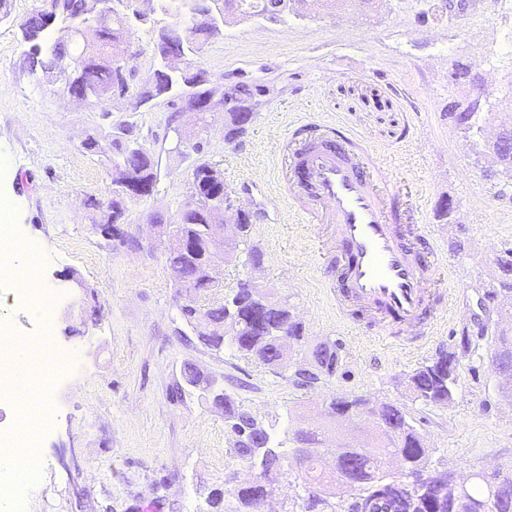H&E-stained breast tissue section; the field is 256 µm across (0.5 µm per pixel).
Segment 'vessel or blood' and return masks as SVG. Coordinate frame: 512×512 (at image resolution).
<instances>
[{
    "label": "vessel or blood",
    "instance_id": "vessel-or-blood-1",
    "mask_svg": "<svg viewBox=\"0 0 512 512\" xmlns=\"http://www.w3.org/2000/svg\"><path fill=\"white\" fill-rule=\"evenodd\" d=\"M284 173L288 196L309 220L331 225L337 247L336 304L366 316L382 339L424 343L432 263L404 236L391 166L370 143L341 128L316 126L312 142L290 138Z\"/></svg>",
    "mask_w": 512,
    "mask_h": 512
}]
</instances>
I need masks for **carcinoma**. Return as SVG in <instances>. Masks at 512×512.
<instances>
[{
    "label": "carcinoma",
    "instance_id": "obj_1",
    "mask_svg": "<svg viewBox=\"0 0 512 512\" xmlns=\"http://www.w3.org/2000/svg\"><path fill=\"white\" fill-rule=\"evenodd\" d=\"M107 7L97 18V38L86 41L81 35V23L90 17L92 0H52L34 8L20 24L21 40L25 46L22 67L32 73H41L49 86L63 96L81 95L94 101L116 96V72L114 63L124 55L131 43L130 18H143L131 9L134 0H105ZM157 9L173 19L160 28L162 40L154 41L156 68L150 80L136 94L137 101H150L172 96L185 103L187 108L203 99H213L216 90L209 87L210 79L203 69L173 72L169 61L185 56H197L201 47L224 32L228 24L226 16L237 15L241 19L263 18L279 21L282 14H274L265 7L274 0H224L223 6L209 20L199 21L193 28L186 27L187 18L195 16L198 4L206 0H155ZM130 129L119 127L111 144L117 153L107 150L93 137L86 140L85 149L96 155L106 156L108 163L123 162L141 179L153 183L158 180L159 161L154 152L136 139L129 138ZM192 189L206 198L221 201L224 198V180L212 166L202 163L194 169ZM128 201L124 189L115 183L107 210L93 220L101 234L110 236L116 217L127 213ZM214 210L206 207L182 208L177 216L181 232L193 247V253L174 250L168 254L171 271L192 273V260H199L211 250L206 226L212 223ZM502 261L494 267L486 296L493 302L501 296L512 298V248L501 250ZM182 318L195 335L205 339L206 345L215 352L231 348L258 363L274 368L281 357L282 345L277 336L288 329V351L304 352V328L293 320L286 301H275L263 296L258 290L244 285L224 304L208 309L204 315L214 329L208 333L197 330L198 309L186 299L180 305ZM497 344L496 365L512 367V305L499 309V320L494 331ZM315 374L305 388L319 380V376L336 374L339 357L336 341L331 339L317 343L309 350ZM451 353L442 352L432 362L422 365L409 378V386L415 398L426 404L446 405L454 400L456 385L450 378L448 359ZM215 406L224 411V423L230 427L234 438L230 442L233 457L250 468H259L250 480L237 485L234 495L240 504V512H253L260 503L262 482L270 481V474L288 465V453L281 450L282 443L274 440L267 428L231 395L224 393L213 398ZM357 401L347 397H333L327 405V421L319 426L302 429L294 441V459L309 470L316 469L327 454L322 447L326 433L345 423ZM382 425L373 436L370 450L346 448L336 455L329 477L348 478L346 485L354 492L375 496L377 506L372 512H387V503L404 496L409 499L410 512H512V471H495L483 474L469 485L454 491L448 484L429 478L411 489H397V478L381 468L386 459L397 460L408 473L419 474L426 469L423 439L408 419L404 408L392 403L377 405ZM400 429L399 435L389 434L388 428Z\"/></svg>",
    "mask_w": 512,
    "mask_h": 512
}]
</instances>
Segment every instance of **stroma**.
Segmentation results:
<instances>
[{
	"mask_svg": "<svg viewBox=\"0 0 512 512\" xmlns=\"http://www.w3.org/2000/svg\"><path fill=\"white\" fill-rule=\"evenodd\" d=\"M40 3L9 0L0 21V151L15 170L18 225L42 249L43 280L63 296L49 310L51 332L58 348L80 347L81 357L71 377H36L29 401L4 412L33 418L46 402L54 411L43 447L48 465L19 512H139L144 501L156 512H207L217 488L226 492L224 512H234L228 491L249 472L231 456V432L210 394L185 385L189 363L279 440L323 422L331 397L360 396L407 410L429 471L459 480L512 469V401L502 397L492 364L499 316L496 306H477L492 276L491 252L512 248V188L500 191L481 176L485 157L448 120L449 103L472 94L448 78L457 62L478 67L496 91L480 124L495 127L512 113V0L454 4L440 20H423L426 0H377L369 12L350 0L335 13L227 24L197 60L221 91L251 86L253 120L231 141L224 116H216L179 153L171 149V124L193 126L179 99L135 112L123 98L79 106L22 69L19 25ZM167 21L152 12L136 24L127 60L132 90L152 75L153 40ZM120 123L161 159L154 193L128 205L125 229L144 242L135 249L95 234L87 205H108L112 184L105 158L83 143L108 140ZM305 123H339L364 137L392 165L404 212L425 224L439 257L429 286L443 307L422 347L379 340L338 316L326 288L335 275L324 229L289 206L276 180L289 132ZM201 163L220 172L252 218L247 240L218 263L221 287L201 292L200 306L222 302L242 279L248 251H261L256 278L288 301L308 342L341 344L336 374L314 388L233 350H208L182 319L167 247L149 239L150 217H175ZM448 199L456 207L450 224L436 216ZM443 350L458 357L456 396L427 405L415 399L409 377ZM307 481L294 465L273 476L258 512H301Z\"/></svg>",
	"mask_w": 512,
	"mask_h": 512,
	"instance_id": "obj_1",
	"label": "stroma"
}]
</instances>
